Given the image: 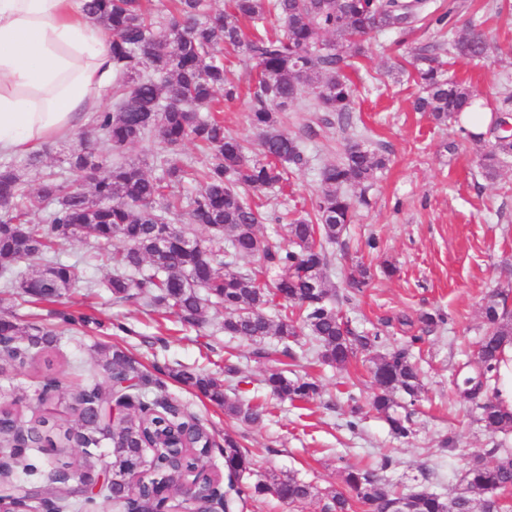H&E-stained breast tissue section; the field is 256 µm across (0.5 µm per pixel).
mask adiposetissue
Segmentation results:
<instances>
[{"label":"adipose tissue","instance_id":"obj_1","mask_svg":"<svg viewBox=\"0 0 512 512\" xmlns=\"http://www.w3.org/2000/svg\"><path fill=\"white\" fill-rule=\"evenodd\" d=\"M112 81V43L84 0H0V155L74 135Z\"/></svg>","mask_w":512,"mask_h":512}]
</instances>
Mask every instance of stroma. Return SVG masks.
I'll return each mask as SVG.
<instances>
[{
    "label": "stroma",
    "instance_id": "1",
    "mask_svg": "<svg viewBox=\"0 0 512 512\" xmlns=\"http://www.w3.org/2000/svg\"><path fill=\"white\" fill-rule=\"evenodd\" d=\"M495 2L429 0V13L413 35L400 43L395 33H372L348 73L361 124L372 146L389 161L368 191L367 204L358 206L345 243L329 248L332 279L343 283L352 266H370L374 277L369 288L345 310L355 326L379 333L386 346L409 339L397 316L440 312L448 318L412 349L424 384L415 404L413 435L397 441L370 411L375 386L366 352L343 369L299 359L293 374L315 380L322 388L320 398L276 404L272 415L257 425L229 418L223 408L171 377L161 376V385L153 389L207 427L216 443L229 437L249 454L255 469L243 476V485L289 473L315 488L313 497L298 507L263 495L249 499L242 512H325L331 495L345 490L344 469L349 465L380 468L382 477L401 489L423 484L445 495L461 486L472 457L490 462L494 449L512 448V433L485 431L474 405L459 402L456 395L465 377L462 365L484 332L481 308L486 298L494 289L512 287V158L491 180L481 170L480 146L461 138L455 151H447L450 131L414 111L418 86L404 66L421 45L449 43L474 28L491 40L495 54L487 60L449 57V75L489 104L512 92V0L500 12ZM281 121L301 141L309 163L290 176L284 190L269 193L268 208L300 214L310 210L320 189L319 171L338 159L349 131L322 123L319 113L297 109L282 113ZM71 146L68 139L46 143L33 166L14 156L26 188H36ZM372 237L378 242L374 250L366 245ZM96 250L89 239L64 245L61 261L87 258L91 264L88 286L72 290L61 301L37 302L0 288V314L60 335L52 368H45L38 355L0 374V400L15 403L24 418L41 414L37 390L45 375L72 387L101 380L98 350L115 345L154 376L162 368L184 365L220 377L226 361H233L248 378L242 387L245 397L270 401L261 383L268 364L258 357V344L225 336L223 309H209L200 329H181L171 319L158 324L141 303L113 299L104 286L112 268L94 261ZM65 311L94 312L103 327L70 324L61 318ZM121 323L134 327V334L119 332ZM355 403L360 406L356 412L351 409Z\"/></svg>",
    "mask_w": 512,
    "mask_h": 512
}]
</instances>
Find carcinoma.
Wrapping results in <instances>:
<instances>
[{
  "instance_id": "obj_1",
  "label": "carcinoma",
  "mask_w": 512,
  "mask_h": 512,
  "mask_svg": "<svg viewBox=\"0 0 512 512\" xmlns=\"http://www.w3.org/2000/svg\"><path fill=\"white\" fill-rule=\"evenodd\" d=\"M229 10L212 7L211 0H173V12L156 19L146 0H88L89 13L112 39L115 81L112 108L101 110L90 125L107 147L98 152L81 141L62 160L68 171L83 174L77 186L54 171L42 177L37 190L25 193L20 167L0 165V278L20 294L57 302L82 281L81 262L63 263L57 251L72 239H92L111 245L107 253L112 276L106 287L117 301L141 299L173 315L184 327L199 328L213 306L224 308V335L261 343L277 339V348L265 353L275 365L263 382L280 401L309 402L319 386L308 379L288 378V369L277 366L280 357L295 358L291 345L305 335L317 360L343 368L359 352L381 346L379 334L353 328L339 302L349 303L369 287L371 276L359 267L346 277L347 294L338 296L329 274L327 246L339 242L354 209L366 204V193L386 156L367 144L357 130L354 85L347 75L353 67L347 50L360 46L373 32H394L404 38L422 20V4L406 0H229ZM280 22L281 32L260 29L267 18ZM452 53L470 59L487 58L495 47L475 29L451 43ZM240 53L248 64L249 120L259 131L256 151L249 150L224 129L218 113L224 103L239 97V83L230 79L218 54ZM441 43H426L412 57L415 82L422 89L414 109L428 114L438 126L482 141L459 125L465 109L479 112L485 104L461 82L445 77ZM309 88L315 103L307 112H327L323 118L352 130L338 161L319 171L320 191L311 210L289 220L288 244L281 245L259 231L266 203L259 195L288 184L289 174L301 170L308 159L300 140L285 131L276 110L288 107ZM154 136L169 152L157 158L159 174L145 172L143 164L127 152ZM186 141L207 152L209 162L195 169L180 157ZM512 158V134L494 128V142L482 155L485 177L496 175L502 160ZM186 180L200 190L182 206L176 188ZM359 189L354 197L348 189ZM187 209L188 222L210 231L202 240L167 220V215ZM46 212L44 223L28 219L32 212ZM256 258L258 269L237 266L240 258ZM21 260H37L41 269L31 275L16 271ZM273 270L272 281L262 271ZM279 306L278 316L266 310ZM485 332L479 341L476 364L485 380H499L498 363L504 347L512 344V309L507 296H491L482 307ZM422 341L392 348L373 358L371 374L378 388L370 406L399 439L412 434L409 416L396 412V394L415 399L422 384L411 348ZM0 343L31 354H48L59 344L57 334L0 315ZM103 381L74 393L77 426L50 423L44 417L24 419L13 404L0 405V440L25 442L50 448L58 454L75 444L84 456L107 442L112 472L106 498L120 508H145L146 487L133 485L129 468L140 454L156 471L158 483L190 471L204 482L211 474L196 453L210 454L215 441L207 428L188 423L185 412L167 407V399L152 396L149 388L161 384L145 374L125 350L114 346L100 350ZM168 375L196 389L224 413L248 424L272 414L266 404L246 400L239 369L224 366V379L207 373L170 369ZM62 383L47 378L38 402L60 399ZM125 406L115 425L105 423L111 402ZM479 421L492 432L512 430V411L497 398L479 405ZM224 489L230 506L254 495H272L291 506L313 496V487L294 476H272L253 486L234 480L251 470L252 460L231 438L224 439ZM92 481L97 472L78 458L51 473L61 482L70 474ZM345 482L364 512H512L503 495L512 490V452L503 451L492 463L475 460L462 477L464 487L444 496L427 487L395 491L370 469L349 467ZM350 497V498H352ZM350 498L336 492L328 512H349ZM58 512H95L89 495L76 500L70 493L54 495Z\"/></svg>"
}]
</instances>
